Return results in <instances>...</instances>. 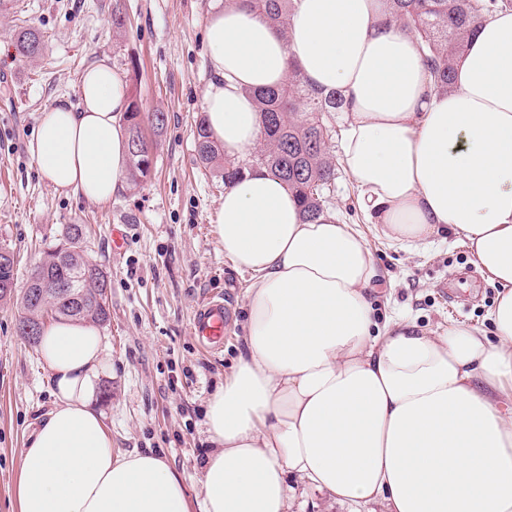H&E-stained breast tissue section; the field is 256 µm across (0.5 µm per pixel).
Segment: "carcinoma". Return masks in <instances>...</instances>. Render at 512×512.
Listing matches in <instances>:
<instances>
[{
    "label": "carcinoma",
    "mask_w": 512,
    "mask_h": 512,
    "mask_svg": "<svg viewBox=\"0 0 512 512\" xmlns=\"http://www.w3.org/2000/svg\"><path fill=\"white\" fill-rule=\"evenodd\" d=\"M263 14L283 38L289 35V15L294 0H248ZM392 12L387 22L413 33L420 41L424 59L434 77L435 89L446 92L452 87L453 65L464 52L477 27L493 11L512 8V0H390ZM17 56L33 59L41 52L37 32L23 29L15 38ZM264 131V140L239 160L220 161L221 153L205 127L196 124L195 148L204 167H216L221 181L228 185L245 171L262 167L282 180L296 195L305 220L313 222L328 211L339 171L333 143L336 125L332 113L344 110V99L336 91L322 92L302 82L298 73L282 86L251 93ZM124 121L128 133L127 181L137 186L150 176L152 160L146 149L152 142L145 133L164 124L161 112L144 113L137 98H132ZM79 274L85 288H77L68 296L50 294L42 301L28 296L21 300L22 317L18 333L35 345L40 336L39 320L91 318L98 323L110 319L107 308L110 282L105 273L85 253L82 225L70 224L63 232V242L45 253L36 275L29 279V290L41 283L49 290L59 278Z\"/></svg>",
    "instance_id": "obj_1"
}]
</instances>
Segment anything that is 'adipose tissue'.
Returning <instances> with one entry per match:
<instances>
[{
	"label": "adipose tissue",
	"instance_id": "obj_1",
	"mask_svg": "<svg viewBox=\"0 0 512 512\" xmlns=\"http://www.w3.org/2000/svg\"><path fill=\"white\" fill-rule=\"evenodd\" d=\"M387 13V0H296L285 40L245 0H218L204 27L205 125L233 159L263 136L248 91L295 71L341 92L359 210L411 250L455 236L499 289L492 330L379 319L358 230L305 221L285 183L247 171L213 225L250 280L243 351L207 401L202 512H289L291 474L386 512H512V10L482 22L444 94ZM80 94V111L42 113L28 149L55 191L101 203L127 180L128 86L101 61ZM40 349L55 404L22 452L17 512H192L163 459L114 454L94 401L96 323H48Z\"/></svg>",
	"mask_w": 512,
	"mask_h": 512
}]
</instances>
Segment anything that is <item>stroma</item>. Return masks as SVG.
<instances>
[{
  "label": "stroma",
  "mask_w": 512,
  "mask_h": 512,
  "mask_svg": "<svg viewBox=\"0 0 512 512\" xmlns=\"http://www.w3.org/2000/svg\"><path fill=\"white\" fill-rule=\"evenodd\" d=\"M120 6L122 29L112 25ZM212 0H15L0 11V246L19 259L14 300L0 301V512H14L12 485L22 450L54 405L39 347L17 333L33 269L66 225L88 229L87 255L107 275L110 320L101 327L107 362L99 392L114 453L160 456L197 496L211 451L206 403L243 350L248 273L224 257L211 232L224 185L195 152L203 115L204 20ZM36 29L43 50L15 56L13 40ZM107 61L144 109L164 126L152 139L154 166L141 185L103 203L57 193L28 151L42 112L65 100L78 106L92 63ZM333 213L357 225L373 251L384 286L373 296L380 315L399 314L436 330L456 324L487 328L498 290L473 265L468 249L448 238L410 254L379 238L356 211V192L340 173ZM125 231L123 251L112 233ZM214 294L230 305L223 350L206 351L191 331L192 315ZM291 512H355L297 477Z\"/></svg>",
  "instance_id": "35a3bbf8"
}]
</instances>
